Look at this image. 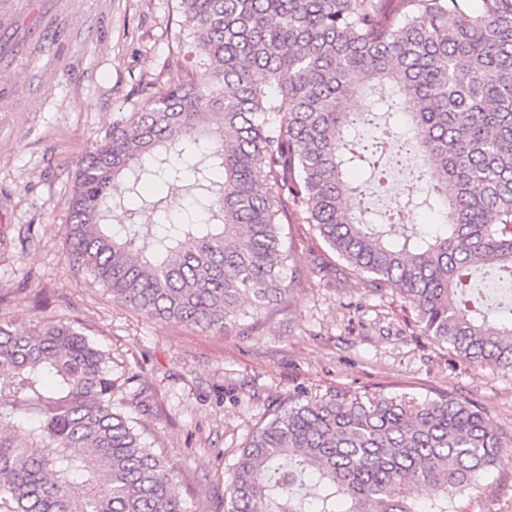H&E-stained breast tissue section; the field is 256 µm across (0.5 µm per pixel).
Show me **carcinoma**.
I'll list each match as a JSON object with an SVG mask.
<instances>
[{
  "instance_id": "carcinoma-1",
  "label": "carcinoma",
  "mask_w": 512,
  "mask_h": 512,
  "mask_svg": "<svg viewBox=\"0 0 512 512\" xmlns=\"http://www.w3.org/2000/svg\"><path fill=\"white\" fill-rule=\"evenodd\" d=\"M199 77L112 124L80 163L71 269L151 318L221 332L259 322L295 279L283 225H312L371 292H399L423 335L512 371V0H177ZM265 76V83L255 74ZM378 94L411 136L364 138ZM415 159L423 205L368 224L388 154ZM354 169L371 179L350 180ZM125 180V193L112 185ZM183 188L177 218L152 187ZM127 216L112 223L114 212ZM110 354L70 321L0 318V512H186L176 468L112 397ZM502 435L448 393L279 403L231 465L224 512H448L500 464Z\"/></svg>"
}]
</instances>
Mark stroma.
<instances>
[{
    "mask_svg": "<svg viewBox=\"0 0 512 512\" xmlns=\"http://www.w3.org/2000/svg\"><path fill=\"white\" fill-rule=\"evenodd\" d=\"M175 0H0V317L71 320L128 382L146 441L179 467L187 512H224L229 468L291 397L438 392L512 437V373L469 364L416 326L402 297L367 292L312 231L288 228L300 287L261 326L223 332L146 317L73 274L62 246L82 158L113 123L189 73ZM448 512H512V446Z\"/></svg>",
    "mask_w": 512,
    "mask_h": 512,
    "instance_id": "stroma-1",
    "label": "stroma"
}]
</instances>
